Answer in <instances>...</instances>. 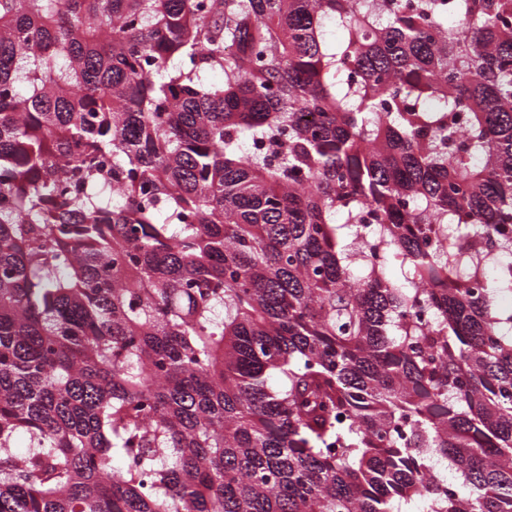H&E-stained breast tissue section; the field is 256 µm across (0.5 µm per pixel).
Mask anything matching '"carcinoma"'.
<instances>
[{
  "instance_id": "obj_1",
  "label": "carcinoma",
  "mask_w": 512,
  "mask_h": 512,
  "mask_svg": "<svg viewBox=\"0 0 512 512\" xmlns=\"http://www.w3.org/2000/svg\"><path fill=\"white\" fill-rule=\"evenodd\" d=\"M510 247L512 0H0V512H512Z\"/></svg>"
}]
</instances>
